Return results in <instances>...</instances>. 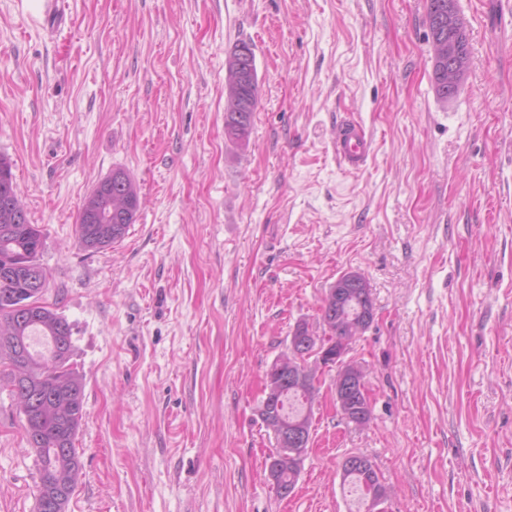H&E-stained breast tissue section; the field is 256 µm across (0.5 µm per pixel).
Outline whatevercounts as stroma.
I'll use <instances>...</instances> for the list:
<instances>
[{
    "label": "stroma",
    "instance_id": "35a3bbf8",
    "mask_svg": "<svg viewBox=\"0 0 512 512\" xmlns=\"http://www.w3.org/2000/svg\"><path fill=\"white\" fill-rule=\"evenodd\" d=\"M457 4L471 60L443 103L426 0H0V155L84 389L67 512H365L350 452L388 512H512V7ZM241 42L259 76L244 146L224 133ZM348 118L373 139L358 172L330 147ZM116 168L136 221L82 249L78 212ZM350 271L375 309L349 352L371 419L347 425L324 372L281 499L265 374ZM23 423L0 387V512H36Z\"/></svg>",
    "mask_w": 512,
    "mask_h": 512
}]
</instances>
